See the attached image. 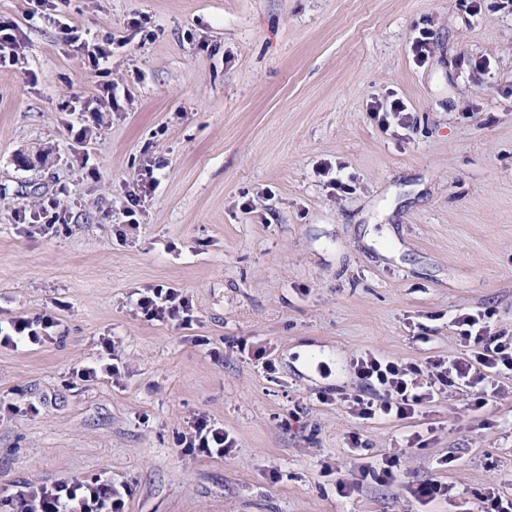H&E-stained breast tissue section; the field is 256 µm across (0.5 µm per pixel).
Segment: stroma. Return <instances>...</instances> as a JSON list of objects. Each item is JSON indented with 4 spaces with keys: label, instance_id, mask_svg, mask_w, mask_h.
Segmentation results:
<instances>
[{
    "label": "stroma",
    "instance_id": "stroma-1",
    "mask_svg": "<svg viewBox=\"0 0 512 512\" xmlns=\"http://www.w3.org/2000/svg\"><path fill=\"white\" fill-rule=\"evenodd\" d=\"M497 2L62 0L89 41L127 37L104 78L28 20L34 0H0L23 53L0 67V321L58 320L42 346L0 348V495L100 474L130 486L126 512H478L487 491L512 495V374L483 407L463 388L410 420L352 404L364 353L460 356L451 320L480 311L512 337V12ZM107 82L114 111H73ZM391 97L409 118L384 132L369 108ZM158 286L189 298L187 326L139 313ZM107 352L117 375L77 377ZM200 418L230 454L180 446ZM381 454L397 481L341 496ZM433 480L451 494L411 496Z\"/></svg>",
    "mask_w": 512,
    "mask_h": 512
}]
</instances>
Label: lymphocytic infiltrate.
<instances>
[{
  "label": "lymphocytic infiltrate",
  "instance_id": "1",
  "mask_svg": "<svg viewBox=\"0 0 512 512\" xmlns=\"http://www.w3.org/2000/svg\"><path fill=\"white\" fill-rule=\"evenodd\" d=\"M138 307L148 320L187 325L190 308L180 289L156 288L140 297ZM466 346L452 359L438 358L426 366H406L368 353L353 362L363 381L354 404L363 419L413 417L423 400L451 387H465L486 394L496 377L512 372V339L492 332L484 314L463 313L453 320ZM56 325L52 316H19L0 328V346L41 345L50 340ZM185 448L205 457L229 454L234 441L222 428L197 420L182 438ZM13 512H124L122 493L100 477L74 478L40 486H26L11 498Z\"/></svg>",
  "mask_w": 512,
  "mask_h": 512
}]
</instances>
